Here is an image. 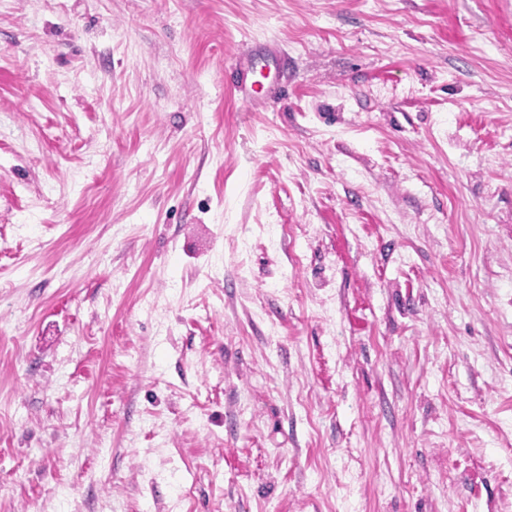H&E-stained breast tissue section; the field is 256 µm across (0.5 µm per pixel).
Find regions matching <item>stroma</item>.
<instances>
[{
    "mask_svg": "<svg viewBox=\"0 0 512 512\" xmlns=\"http://www.w3.org/2000/svg\"><path fill=\"white\" fill-rule=\"evenodd\" d=\"M0 512H512V0H0Z\"/></svg>",
    "mask_w": 512,
    "mask_h": 512,
    "instance_id": "1",
    "label": "stroma"
}]
</instances>
